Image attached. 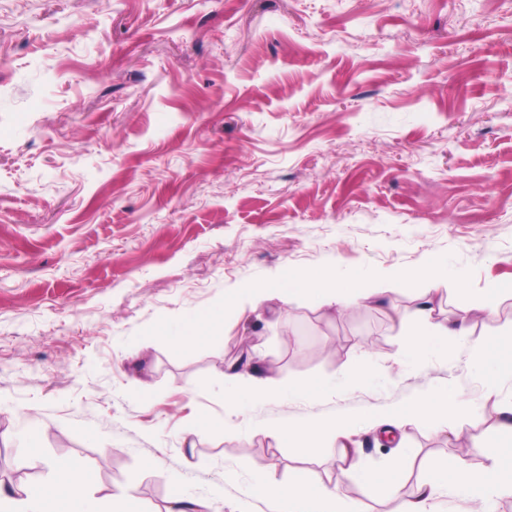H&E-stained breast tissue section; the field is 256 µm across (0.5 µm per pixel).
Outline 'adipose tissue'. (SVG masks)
I'll use <instances>...</instances> for the list:
<instances>
[{
  "label": "adipose tissue",
  "mask_w": 512,
  "mask_h": 512,
  "mask_svg": "<svg viewBox=\"0 0 512 512\" xmlns=\"http://www.w3.org/2000/svg\"><path fill=\"white\" fill-rule=\"evenodd\" d=\"M284 293L302 295L340 309L348 303L370 299L375 290L362 279H338L329 269L318 272L288 269L261 285L248 284L239 288L219 307L183 318L171 329L170 339L174 345L185 347L197 344L203 338L221 335L225 316L235 312L240 302H249L256 308ZM399 323L411 328L413 340L404 357L412 363L447 352L449 337H465L470 333V322L465 318L449 322L445 327L432 324L431 310L425 305L417 308L411 317L400 318ZM477 348L476 370L483 380L484 390L489 394L496 393L504 367L512 366V343L506 345L498 337L491 336L479 342ZM224 379L231 391L229 403L237 409L281 392L277 380L271 377L246 379L239 373L228 372ZM471 408V402L457 399L454 392L446 388L439 397L427 396L405 407L384 411L375 423L384 427L389 437L399 438L404 427L417 416L444 413L460 417ZM359 423V418L353 417L330 426L311 422L288 428L276 427L272 433L277 439L302 446L319 439L340 443L345 479L374 488L385 497L400 499L399 512H430L431 500L443 489L455 497L457 512H496L497 498L512 497V445H509L501 447L492 455L490 464L481 468L473 467L459 457L432 464L416 492L409 498H401V482L395 471L373 470L361 464L359 450L352 441ZM52 470V487L40 483L26 487L23 512H100L98 504L86 493L90 481L88 472L77 470L67 459L55 460ZM254 485L277 497L280 512H347L338 487L311 479L301 471L281 486L268 484L261 475L255 476Z\"/></svg>",
  "instance_id": "adipose-tissue-1"
}]
</instances>
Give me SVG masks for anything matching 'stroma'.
Masks as SVG:
<instances>
[{"mask_svg":"<svg viewBox=\"0 0 512 512\" xmlns=\"http://www.w3.org/2000/svg\"><path fill=\"white\" fill-rule=\"evenodd\" d=\"M434 257L435 283L380 277ZM330 267L379 301L246 304L191 347L160 331ZM492 284L495 313L473 311ZM510 284L512 0H0V471L28 472L13 500L67 458L104 508L129 491L167 512L176 483L207 512H278L254 475L303 468L357 512H396L343 477L338 449L302 454L270 430L449 384L475 412L417 419L401 448L361 428L363 460L399 466L405 497L461 441L486 464L512 378L485 396L475 345L512 333ZM426 302L472 331L408 364L396 318ZM257 359L285 387L377 381L228 414L225 368ZM203 418L213 432L188 443Z\"/></svg>","mask_w":512,"mask_h":512,"instance_id":"35a3bbf8","label":"stroma"}]
</instances>
